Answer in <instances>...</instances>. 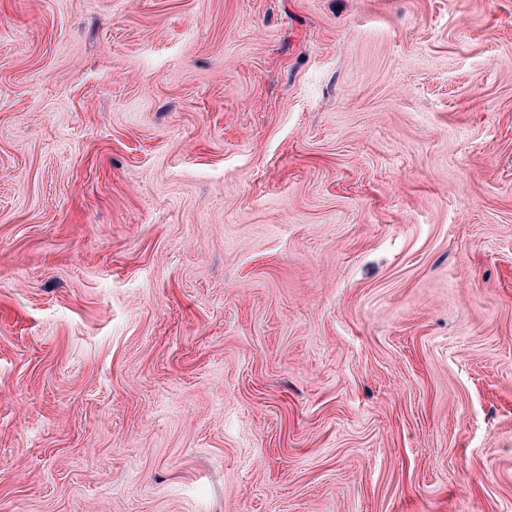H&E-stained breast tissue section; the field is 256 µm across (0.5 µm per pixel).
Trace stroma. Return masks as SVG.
<instances>
[{
    "instance_id": "obj_1",
    "label": "stroma",
    "mask_w": 512,
    "mask_h": 512,
    "mask_svg": "<svg viewBox=\"0 0 512 512\" xmlns=\"http://www.w3.org/2000/svg\"><path fill=\"white\" fill-rule=\"evenodd\" d=\"M0 512H512V0H0Z\"/></svg>"
}]
</instances>
